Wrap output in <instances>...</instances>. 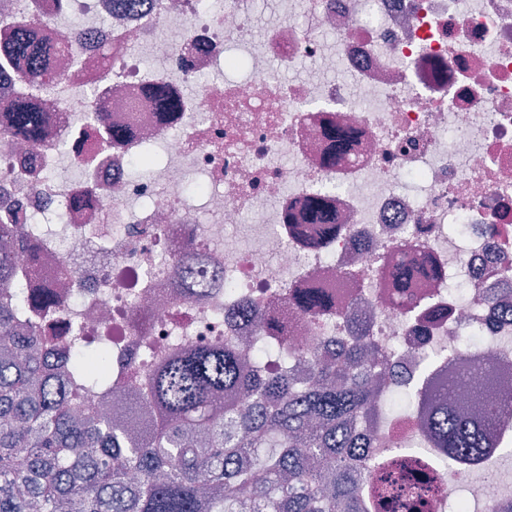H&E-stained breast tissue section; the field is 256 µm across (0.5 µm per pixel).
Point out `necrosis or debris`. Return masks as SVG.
I'll use <instances>...</instances> for the list:
<instances>
[{
    "mask_svg": "<svg viewBox=\"0 0 512 512\" xmlns=\"http://www.w3.org/2000/svg\"><path fill=\"white\" fill-rule=\"evenodd\" d=\"M79 58L60 56L52 82L27 88L46 117L48 150L0 142V223L7 201L28 214L45 278H71L59 332L118 337L112 372L122 388L180 349L258 336L297 288L350 282L346 313L295 320L290 343L323 349L365 326L379 350L409 342L386 392L407 394L436 372L485 360L496 390L512 392V312L491 297L512 292V0H276L261 23L255 0H150L107 19L110 0H91ZM119 47L112 82L87 89L98 49ZM160 70L139 64L145 48ZM166 84L185 112L167 119L147 92ZM124 139L104 146L79 117L92 103ZM351 125L347 162L330 167L322 128ZM91 175L60 182V144ZM147 158L148 176L129 169ZM325 199L341 229L325 249L305 252L287 219ZM261 220L249 236L245 215ZM398 248L429 253L442 270L416 284L417 307L395 306L383 270ZM258 306L259 314L248 311ZM391 456L429 454L412 416L391 419ZM448 512L454 489L481 512H512V466L440 469Z\"/></svg>",
    "mask_w": 512,
    "mask_h": 512,
    "instance_id": "4bbe7bcc",
    "label": "necrosis or debris"
}]
</instances>
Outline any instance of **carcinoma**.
Wrapping results in <instances>:
<instances>
[{
    "instance_id": "cac0c4a2",
    "label": "carcinoma",
    "mask_w": 512,
    "mask_h": 512,
    "mask_svg": "<svg viewBox=\"0 0 512 512\" xmlns=\"http://www.w3.org/2000/svg\"><path fill=\"white\" fill-rule=\"evenodd\" d=\"M38 6L11 23L0 66L17 67L20 81L52 76L53 56L80 45V29L52 44L39 36ZM157 105L180 112L183 103L162 86ZM6 135L40 148L44 114L16 96ZM104 143L121 139L102 106L90 108ZM427 274L420 259L395 263L393 287L402 294ZM41 276L0 253V294L41 311L62 309L49 295L28 297L21 276ZM320 291L284 300L287 311L315 315ZM70 340L48 336L41 322H18L16 304L0 303V512H422L434 484L378 455L357 423L386 424V400L376 384L389 356L365 358L372 337L361 328L337 351L304 353L286 345L183 349L153 367L123 415L104 413L71 391L56 390L43 357L68 350ZM112 347L88 344L68 369L86 388L112 382ZM448 380L427 387L414 403H437ZM512 421V393L485 398L482 418L448 405L428 421L433 447L466 464L486 460L496 443L489 428Z\"/></svg>"
}]
</instances>
